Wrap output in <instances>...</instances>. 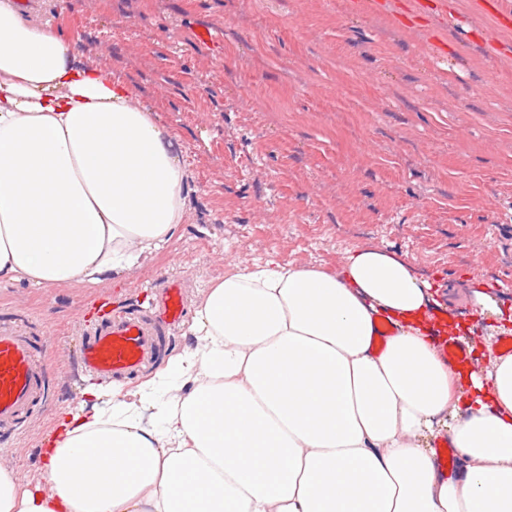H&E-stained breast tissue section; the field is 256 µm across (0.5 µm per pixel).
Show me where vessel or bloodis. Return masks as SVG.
<instances>
[{
    "instance_id": "b4317fda",
    "label": "vessel or blood",
    "mask_w": 512,
    "mask_h": 512,
    "mask_svg": "<svg viewBox=\"0 0 512 512\" xmlns=\"http://www.w3.org/2000/svg\"><path fill=\"white\" fill-rule=\"evenodd\" d=\"M189 314L181 280L164 282L152 315L125 305L106 309L82 329L80 359L86 372L105 378L133 379L158 362L167 329ZM52 329L34 336L0 325V431L20 432L24 423L52 399V372L45 361Z\"/></svg>"
}]
</instances>
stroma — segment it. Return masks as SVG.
Instances as JSON below:
<instances>
[{
	"mask_svg": "<svg viewBox=\"0 0 512 512\" xmlns=\"http://www.w3.org/2000/svg\"><path fill=\"white\" fill-rule=\"evenodd\" d=\"M494 2L367 14L347 0H37L30 19L58 23L82 63L175 131L192 180L185 224L137 279L0 287V322L53 325L56 373L52 405L0 436V454L37 471L41 433L89 384L78 317L117 298L152 311L168 277L195 302L233 253L333 267L356 247L389 250L437 279L438 308L468 309L469 345H497L469 286L512 305V32L491 39ZM201 26L219 43H199Z\"/></svg>",
	"mask_w": 512,
	"mask_h": 512,
	"instance_id": "stroma-1",
	"label": "stroma"
}]
</instances>
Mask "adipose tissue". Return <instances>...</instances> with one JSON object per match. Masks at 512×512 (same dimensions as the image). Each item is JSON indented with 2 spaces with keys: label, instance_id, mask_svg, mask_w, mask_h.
Wrapping results in <instances>:
<instances>
[{
  "label": "adipose tissue",
  "instance_id": "1",
  "mask_svg": "<svg viewBox=\"0 0 512 512\" xmlns=\"http://www.w3.org/2000/svg\"><path fill=\"white\" fill-rule=\"evenodd\" d=\"M189 181L127 83L0 0L1 286L137 276L185 223ZM433 289L380 248L228 268L193 344L135 387L84 388L35 476L0 459V512H512V355L446 361Z\"/></svg>",
  "mask_w": 512,
  "mask_h": 512
}]
</instances>
